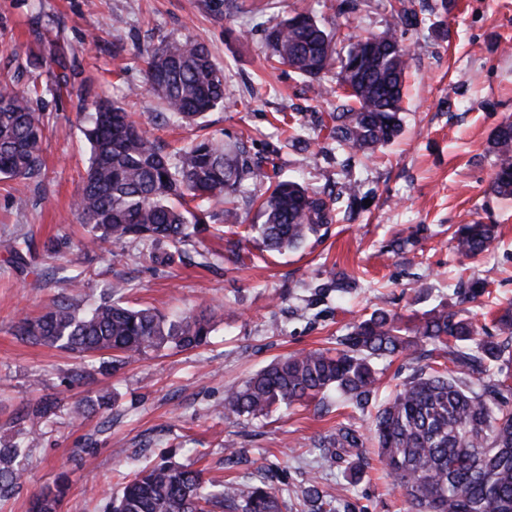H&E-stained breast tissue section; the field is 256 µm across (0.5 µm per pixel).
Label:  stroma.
<instances>
[{"instance_id": "1", "label": "stroma", "mask_w": 512, "mask_h": 512, "mask_svg": "<svg viewBox=\"0 0 512 512\" xmlns=\"http://www.w3.org/2000/svg\"><path fill=\"white\" fill-rule=\"evenodd\" d=\"M266 1L241 14L217 0H0V73L17 75L22 87L64 74L72 87L37 105L46 124L40 177L0 182V444L34 443L0 512H28L31 498L61 477L60 512H105L119 474L169 458L209 481L266 479L295 494L314 467L318 439L341 423L366 429L364 417L349 416L330 395L239 422L224 416L225 391L274 358L334 346L355 315L445 305L487 325L512 299V198L491 192L488 150L492 129L512 116V0H355L343 21L340 0H270L269 10ZM403 5L418 17L403 32L412 47L403 132L372 157H355L360 200L340 206L337 222L297 250L247 246L239 264L224 258L225 240L213 229L166 266L136 242L119 259L111 245L84 247L87 230L74 212L89 157L81 104H123L169 152L196 135L147 91L144 51L169 38L203 41L227 90L224 107L203 119L210 136L226 147L246 141L252 160L276 156L282 178L333 190L344 180L345 155L325 140L320 122L334 103L271 60L265 29L306 12L343 41L392 27ZM293 132L302 145L284 148ZM476 219L497 225L498 238L466 260L450 238ZM398 238L407 239L404 250L392 249ZM333 271L359 281L346 303L317 294ZM471 278L486 288L466 299L457 286ZM117 280L129 283L132 306L169 316L213 310L208 343L151 352L116 371L95 361L75 381L69 354L15 336L20 319L53 300L84 309ZM46 398L54 408L31 421L29 405ZM78 405L86 410L79 421ZM228 442L239 451L232 466L224 463ZM321 483L349 512H405L377 457L359 482L342 463L323 471Z\"/></svg>"}]
</instances>
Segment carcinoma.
I'll return each instance as SVG.
<instances>
[{"mask_svg": "<svg viewBox=\"0 0 512 512\" xmlns=\"http://www.w3.org/2000/svg\"><path fill=\"white\" fill-rule=\"evenodd\" d=\"M300 24L284 20L266 31L271 57L287 65L317 90L339 101L322 123L325 139L348 150L350 158L385 145L401 131L400 113L411 49L396 30L364 37L377 39L381 50L366 55L360 42L337 48L335 35L308 14ZM147 90L170 114L194 123L224 103V76L209 49L191 38H172L144 55ZM336 67V77L327 73ZM67 81L52 87L32 83L20 90L15 77L0 75V180H34L41 175L44 115L34 100L60 95ZM83 135L90 145L89 166L75 213L90 226L84 245L138 241L167 242L178 247L191 240L214 214L209 205L230 202L255 175L260 163L250 160L245 142L224 149L207 137L196 138L169 155L119 104L102 100L93 106ZM489 146L497 158L490 185L498 196L512 197V118L491 132ZM341 193L316 192L297 181L277 180L260 204V224L227 241L238 257L242 243L280 252L298 247L335 218ZM496 226L475 221L460 225L454 248L466 258L489 249ZM341 300L356 280L331 273L321 284ZM211 317L199 313L167 316L150 307L123 301L122 287L81 312L66 299L52 303L34 320L16 325L15 335L55 347L85 360L109 355L116 370L150 351L203 345L212 332ZM453 365L439 371L427 363L433 352ZM402 357L416 364L381 405L378 359ZM512 366V308L498 310L494 332L468 315L435 307L404 317L384 309L360 316L337 340L333 350H314L277 359L224 396L228 418L256 419L280 407L302 405L334 392L341 403L371 416L370 432L378 457L408 503V512H512V403L503 396L505 368ZM476 375L475 390L463 380ZM316 468L330 469L349 457V477L361 478L367 461L364 435L341 424L329 440L318 443ZM27 446L0 448V494L19 482ZM313 472L301 486V512H337ZM65 493L56 483L35 495L30 512H59ZM278 491L261 481L207 483L202 472L166 460L145 466L122 482L107 512H283Z\"/></svg>", "mask_w": 512, "mask_h": 512, "instance_id": "cac0c4a2", "label": "carcinoma"}]
</instances>
